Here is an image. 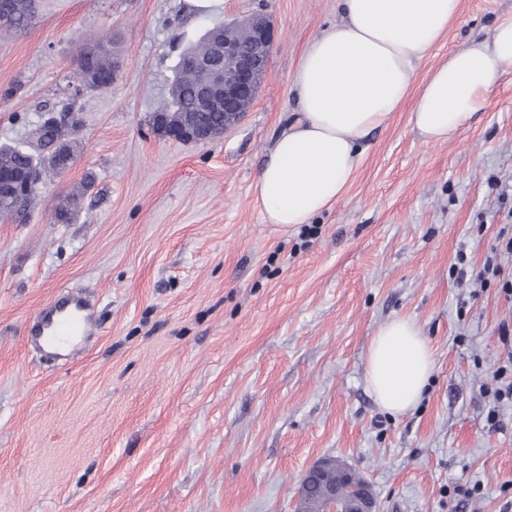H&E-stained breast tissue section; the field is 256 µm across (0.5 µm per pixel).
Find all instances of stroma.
Here are the masks:
<instances>
[{
    "label": "stroma",
    "instance_id": "1",
    "mask_svg": "<svg viewBox=\"0 0 512 512\" xmlns=\"http://www.w3.org/2000/svg\"><path fill=\"white\" fill-rule=\"evenodd\" d=\"M33 6L0 38V146L69 108L82 151L24 222L0 219V512H295L325 457L367 480L379 512H512V402L493 398L512 353V67L448 141L397 112L361 141L345 195L284 231L251 185L339 0ZM258 9L275 42L251 110L205 144L154 134L185 40ZM511 17L512 0H462L417 81ZM104 37L117 80L78 90V56ZM83 184L77 219L57 223ZM67 294L94 307L87 340L68 357L31 346L37 312ZM398 316L434 359L401 416L365 383L370 341ZM474 483L473 499L453 492Z\"/></svg>",
    "mask_w": 512,
    "mask_h": 512
}]
</instances>
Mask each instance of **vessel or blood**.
Instances as JSON below:
<instances>
[{"mask_svg":"<svg viewBox=\"0 0 512 512\" xmlns=\"http://www.w3.org/2000/svg\"><path fill=\"white\" fill-rule=\"evenodd\" d=\"M38 328L31 341L39 347H75L91 325L88 305L77 298L57 301L43 308L36 316Z\"/></svg>","mask_w":512,"mask_h":512,"instance_id":"b4317fda","label":"vessel or blood"}]
</instances>
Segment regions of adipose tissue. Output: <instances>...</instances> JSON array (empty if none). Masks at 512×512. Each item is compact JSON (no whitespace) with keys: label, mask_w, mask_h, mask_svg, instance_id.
<instances>
[{"label":"adipose tissue","mask_w":512,"mask_h":512,"mask_svg":"<svg viewBox=\"0 0 512 512\" xmlns=\"http://www.w3.org/2000/svg\"><path fill=\"white\" fill-rule=\"evenodd\" d=\"M461 0H342V19L309 42L294 74L297 115L283 129L252 193L266 223L290 229L341 198L361 163L359 142L410 106L427 142L448 140L512 66V19L470 39L423 82L416 66L448 32ZM432 349L414 320L397 317L371 339L365 381L394 415L414 408L433 371Z\"/></svg>","instance_id":"ef3b65f1"}]
</instances>
